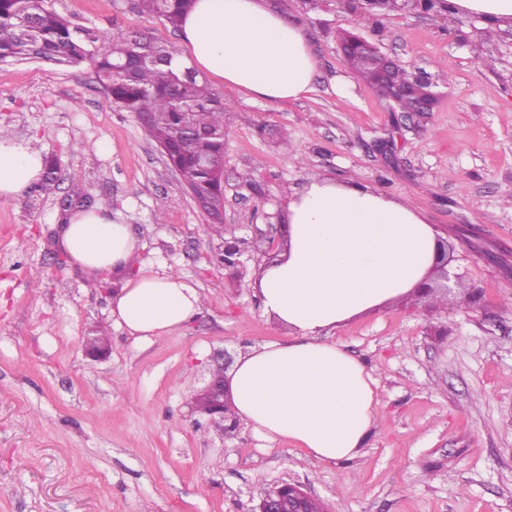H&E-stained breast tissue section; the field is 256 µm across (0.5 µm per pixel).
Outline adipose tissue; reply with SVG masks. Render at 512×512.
<instances>
[{
  "label": "adipose tissue",
  "mask_w": 512,
  "mask_h": 512,
  "mask_svg": "<svg viewBox=\"0 0 512 512\" xmlns=\"http://www.w3.org/2000/svg\"><path fill=\"white\" fill-rule=\"evenodd\" d=\"M185 66L254 98L297 101L312 90L317 60L303 29L266 0H195L180 24ZM41 150L0 134V202L38 185ZM287 244L260 266L255 288L266 316L288 328L240 355L225 375L229 408L257 435L285 439L317 463H342L366 448L377 415V380L340 344L336 327L407 296L430 274L439 234L419 210L352 179L311 175L283 213ZM57 246L88 279L124 273L112 317L130 334L161 337L201 310L181 275L136 268L138 239L104 208L71 211Z\"/></svg>",
  "instance_id": "ef3b65f1"
}]
</instances>
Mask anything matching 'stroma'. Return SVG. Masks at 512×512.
Listing matches in <instances>:
<instances>
[{"instance_id": "obj_1", "label": "stroma", "mask_w": 512, "mask_h": 512, "mask_svg": "<svg viewBox=\"0 0 512 512\" xmlns=\"http://www.w3.org/2000/svg\"><path fill=\"white\" fill-rule=\"evenodd\" d=\"M50 4L77 25L139 29L182 48L179 31L129 0ZM268 4L302 23L318 66L295 102L213 84L234 105L225 231L251 241L280 223L307 175L352 178L411 201L479 299L410 297L329 333L378 381L357 460L319 464L243 424L222 434L192 404L215 358L288 338L253 288L272 250H249L238 275L217 263L218 240L182 177L89 66L0 60V129L57 163L49 190L0 202V512H250L288 480L329 512H512V30L485 34L468 13L380 20L345 0ZM343 31L409 71L448 78L433 112L408 121L379 98L342 62ZM76 176L129 225L147 273L198 288L190 323L138 339L112 319L123 274L94 286L68 264L54 239ZM96 334L110 342L100 361L85 350Z\"/></svg>"}]
</instances>
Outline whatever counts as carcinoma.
<instances>
[{
    "instance_id": "carcinoma-1",
    "label": "carcinoma",
    "mask_w": 512,
    "mask_h": 512,
    "mask_svg": "<svg viewBox=\"0 0 512 512\" xmlns=\"http://www.w3.org/2000/svg\"><path fill=\"white\" fill-rule=\"evenodd\" d=\"M193 0H131V9L162 18L179 28ZM413 0H368L366 11L378 17L405 11ZM34 53L58 64H89L117 109L147 119L146 135L170 149L171 166L200 191H213L220 206L218 171L224 162V137L231 103L214 93L190 68L175 69L176 52L152 35L133 29L75 25L48 0H0V58L23 59ZM344 64L371 85L374 71L355 48L341 50ZM392 82L401 90L392 102L414 112L437 84L397 66Z\"/></svg>"
}]
</instances>
